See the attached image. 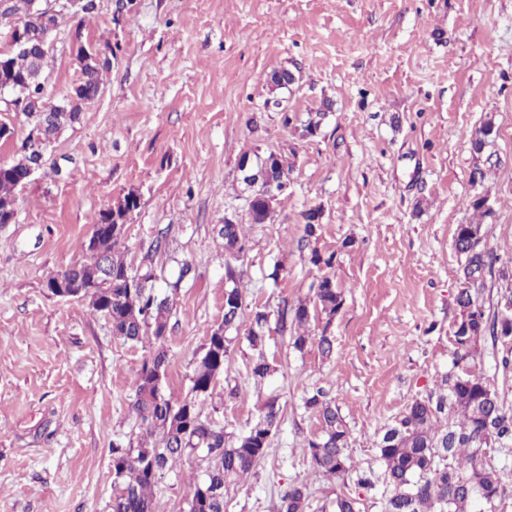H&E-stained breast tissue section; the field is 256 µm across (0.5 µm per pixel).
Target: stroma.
<instances>
[{
  "instance_id": "obj_1",
  "label": "stroma",
  "mask_w": 512,
  "mask_h": 512,
  "mask_svg": "<svg viewBox=\"0 0 512 512\" xmlns=\"http://www.w3.org/2000/svg\"><path fill=\"white\" fill-rule=\"evenodd\" d=\"M94 15H65L51 36L45 78L60 100L80 78L75 31L111 48L102 94L63 128L47 163L17 193L15 223L0 225V512H109L112 445L139 432L135 374L150 343L130 344L84 300L46 288L85 258L96 214L128 190L124 253L132 272L153 268L172 293L166 392L182 398L210 328L224 318L225 219L244 227L235 271L244 310L224 372L203 416L240 433L277 397L281 420L266 457L231 492L226 512H277L290 485L306 484V512H332L337 494L383 512L377 443L453 366L457 225L468 200L487 195L484 221L495 267L512 271V0H97ZM295 81L279 89L274 71ZM315 135L302 123L324 100ZM296 117L284 126L282 113ZM498 134L474 155L484 120ZM277 153L291 186L266 224H249L237 165ZM62 175H55L53 165ZM486 171L471 181L474 167ZM321 226L301 243L305 214ZM165 254L150 255L157 238ZM335 252L345 302L328 332L335 352H304L272 335L278 366L263 385L249 371L252 310L309 300L320 271L311 249ZM187 275H180L182 264ZM512 344L484 342L478 372L512 408ZM325 388L349 428L347 453L365 489L316 472L307 441L320 422L302 399ZM198 473L187 456L159 484L164 512H184Z\"/></svg>"
}]
</instances>
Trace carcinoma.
<instances>
[{
  "label": "carcinoma",
  "mask_w": 512,
  "mask_h": 512,
  "mask_svg": "<svg viewBox=\"0 0 512 512\" xmlns=\"http://www.w3.org/2000/svg\"><path fill=\"white\" fill-rule=\"evenodd\" d=\"M27 0L10 5L20 12L30 45L49 49L52 32L61 12L48 20L25 10ZM109 56L81 67V77L67 96L50 102L37 75L34 56L20 51L0 53V84L12 82L25 88L26 101L21 113L29 131L16 143L18 158L8 166L23 168L43 165L45 147L41 136L56 134L80 120L82 108L95 100L103 85V73L109 71ZM497 135L488 119L471 134V148L480 155ZM18 182L0 169V225L16 216ZM136 192L130 190L112 207L98 212L92 224V238L105 254L112 279L103 281L96 265L88 259L67 267L81 277L89 291V306L112 322V335L126 342L152 340L149 352L135 377L132 410L140 422V438L124 446L112 445V500L110 512H159L155 488L176 461L202 452V478L195 481L187 512H224L225 495L243 477L250 474L265 457L270 436L279 427L277 398L264 402L257 420L236 436L224 434L199 410V400L210 395L224 371L233 337L238 329L244 294L240 287L224 291V319L212 327L204 353L196 359L191 377L190 395L173 399L159 387L170 366L166 339L173 311L169 296L154 293V274L135 276L122 255L121 244L130 214L139 208ZM242 225L224 224V250L242 252L246 247ZM482 222L459 224L453 244L463 257L460 266L462 288L455 303L458 307L453 341V369L442 375L436 390L415 400L386 428L378 442V458L385 483L384 512H496V503L506 494L504 475L484 463L485 450L512 444V409L472 367L481 355L486 338L512 342V290L498 301L493 314L486 313L483 297L487 279L509 274L494 271L495 257L483 243ZM312 300L296 304L282 301L275 313L258 308L253 312L246 340L257 351L251 375L260 385L276 372L265 348L271 331L288 337V345L298 352L312 342L310 323L317 316L326 323L336 317L344 305V293L329 275H323L313 287ZM305 410L316 414L321 435L308 441L312 466L327 479L343 482L352 471L346 453L349 429L327 393L318 388L303 398ZM309 493L303 485H291L281 498L278 512H305Z\"/></svg>",
  "instance_id": "1"
}]
</instances>
